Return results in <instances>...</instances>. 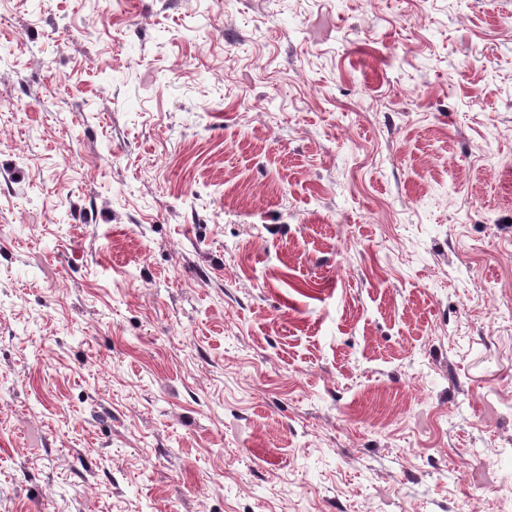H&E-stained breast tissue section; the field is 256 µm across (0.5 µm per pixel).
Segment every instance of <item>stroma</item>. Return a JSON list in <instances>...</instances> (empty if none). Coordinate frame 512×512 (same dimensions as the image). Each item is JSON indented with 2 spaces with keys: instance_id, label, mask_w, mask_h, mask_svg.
Listing matches in <instances>:
<instances>
[{
  "instance_id": "35a3bbf8",
  "label": "stroma",
  "mask_w": 512,
  "mask_h": 512,
  "mask_svg": "<svg viewBox=\"0 0 512 512\" xmlns=\"http://www.w3.org/2000/svg\"><path fill=\"white\" fill-rule=\"evenodd\" d=\"M512 512V0H0V512Z\"/></svg>"
}]
</instances>
